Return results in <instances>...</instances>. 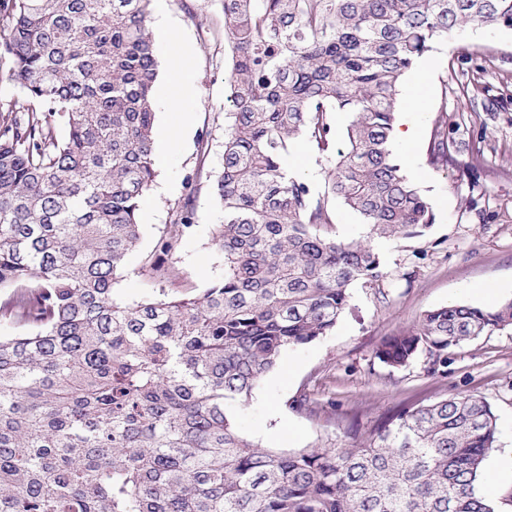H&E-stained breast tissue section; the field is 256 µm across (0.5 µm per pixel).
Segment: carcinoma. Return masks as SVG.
<instances>
[{
    "mask_svg": "<svg viewBox=\"0 0 512 512\" xmlns=\"http://www.w3.org/2000/svg\"><path fill=\"white\" fill-rule=\"evenodd\" d=\"M149 4L0 0V79L18 89L0 101V512H495L477 488L498 440L482 398L399 406L362 443L296 451L242 436L226 402L329 335L351 285L384 281L373 241L436 223L393 153L401 87L451 30H512V0H224V277L121 304L157 177ZM441 112L431 163L473 167ZM299 138L328 166L322 191L283 166ZM338 201L366 239L329 234ZM194 202L141 260L151 278ZM505 329L511 300L441 306L375 357L443 374L448 350Z\"/></svg>",
    "mask_w": 512,
    "mask_h": 512,
    "instance_id": "carcinoma-1",
    "label": "carcinoma"
}]
</instances>
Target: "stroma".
Masks as SVG:
<instances>
[{"instance_id":"1","label":"stroma","mask_w":512,"mask_h":512,"mask_svg":"<svg viewBox=\"0 0 512 512\" xmlns=\"http://www.w3.org/2000/svg\"><path fill=\"white\" fill-rule=\"evenodd\" d=\"M177 30L192 49L189 68L195 93L188 100L191 131L174 148L157 145V183L141 202L140 247L127 260L117 284L118 301L145 299L154 284L140 270L158 231L170 223L177 203L197 185L196 219L179 250L169 257L172 288L203 290L224 275V257L212 243L222 211L211 183L224 155L228 110L224 72L223 0H167ZM483 47L482 55L466 53ZM426 89L427 119L413 154L428 176L420 188L438 215L421 237L383 241L378 252L387 273L381 286L356 283L349 307L331 334L283 351L276 367L254 389L246 404L229 403L240 433L264 448H337L362 440L378 419L399 405L428 404L449 396L478 394L497 417L498 443L485 462L478 490L495 512H512V331L466 343L448 355L445 374H424L420 364L394 371L375 357L380 343L417 324L426 311L448 301L479 306L465 291L468 283H494L497 301L512 299V31L465 27L449 32L439 45ZM479 83L478 101L464 96V76ZM455 128L450 151L460 160L476 159L475 170L435 166L430 161L432 129L439 107ZM209 130V145L199 135ZM481 197L484 215L468 201ZM305 407H298V400Z\"/></svg>"}]
</instances>
